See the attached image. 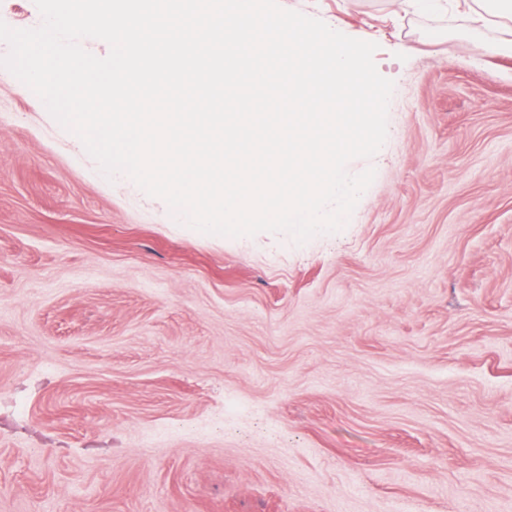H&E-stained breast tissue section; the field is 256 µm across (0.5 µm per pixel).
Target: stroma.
Returning <instances> with one entry per match:
<instances>
[{
	"mask_svg": "<svg viewBox=\"0 0 512 512\" xmlns=\"http://www.w3.org/2000/svg\"><path fill=\"white\" fill-rule=\"evenodd\" d=\"M376 43L344 227L183 224L0 68V512H512L501 0H279Z\"/></svg>",
	"mask_w": 512,
	"mask_h": 512,
	"instance_id": "35a3bbf8",
	"label": "stroma"
}]
</instances>
